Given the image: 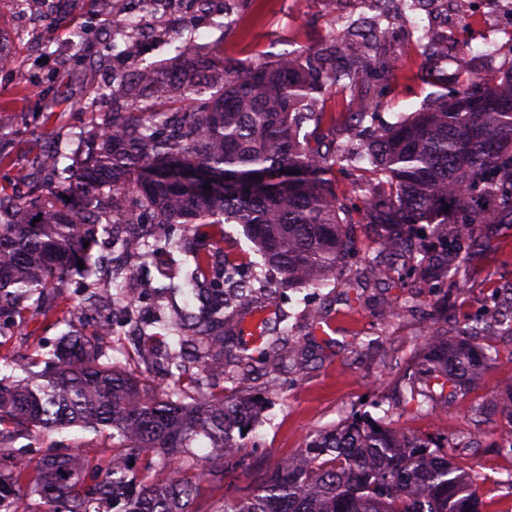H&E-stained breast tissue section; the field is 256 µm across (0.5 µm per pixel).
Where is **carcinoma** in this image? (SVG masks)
<instances>
[{
	"label": "carcinoma",
	"mask_w": 512,
	"mask_h": 512,
	"mask_svg": "<svg viewBox=\"0 0 512 512\" xmlns=\"http://www.w3.org/2000/svg\"><path fill=\"white\" fill-rule=\"evenodd\" d=\"M379 20L349 22L342 36L317 51V63L283 56L230 63L221 52L187 37L166 67L133 59L112 72V102L102 121L75 145L48 154L46 189L25 197L0 194V301L34 300L79 271L89 269L101 224H182L197 232L210 224L246 228L264 263L281 275L277 285L317 288L339 277L355 242L351 220L327 173L335 167L370 165L388 199H365L369 223L398 230L380 242L387 255L407 253L425 280L451 283L478 245L474 225L512 224V60L488 77L462 78L453 94L375 130L352 149L312 146L299 137L302 124L319 119V96L329 88L349 93L347 108L363 121L369 101L356 90L364 68L386 72L369 44ZM268 182L258 184L256 178ZM449 211H444V208ZM40 221H35V218ZM429 224L428 238L412 227ZM145 256H185L189 279L207 274L208 256L171 238L146 235L135 243ZM224 286L198 317L173 327L166 361L170 380L147 383L112 363L107 330L77 328L55 352L56 372L41 377L3 357L0 374V512H30L17 488L33 480L35 512H194L197 462L191 443L207 437L204 461L216 482L244 480L246 493L224 501L218 512H480L469 476L440 455L441 445L353 414L315 434L300 449L301 462L263 471L245 469L239 456L260 403L247 396L204 392L186 403L180 396L184 362L203 374L230 362L238 377L254 372L237 353L230 318L247 307L251 288ZM448 308L430 313L423 352L425 378L410 375L398 387L399 403L424 408L457 389L495 360L479 346L484 327L467 325L455 336L441 323ZM80 428L106 433L112 455L90 449L50 454L30 463L19 439ZM161 456V461L154 457Z\"/></svg>",
	"instance_id": "cac0c4a2"
}]
</instances>
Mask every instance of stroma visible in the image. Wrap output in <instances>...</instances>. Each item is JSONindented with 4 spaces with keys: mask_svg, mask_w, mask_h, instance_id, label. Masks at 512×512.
Instances as JSON below:
<instances>
[{
    "mask_svg": "<svg viewBox=\"0 0 512 512\" xmlns=\"http://www.w3.org/2000/svg\"><path fill=\"white\" fill-rule=\"evenodd\" d=\"M32 13L24 19L16 0H0V49L13 64L0 68V190H26L44 180L39 160L59 143L72 140L97 121L98 93L112 80L113 71L128 63L108 49L111 24L102 0H27ZM463 17L439 31L448 42V54L427 59L414 32H426L425 12L404 9L393 0L391 20L382 21V33L373 42L380 59L394 64L392 74L369 70L359 74L357 86L376 105L381 123L418 111L436 93L433 75L456 77L459 58L472 70H495L512 57V17L499 13L489 0H469ZM374 0H222L217 11L191 15L187 28L203 45L220 44L224 57L236 62H262L278 56H307L336 39L339 19H355L375 10ZM164 0H156L148 15L157 29L143 39L144 62L164 65L174 54L177 39L168 31ZM321 123L307 122L303 132L328 144L356 140L359 128L346 110L345 96L328 92L321 104ZM483 244L465 259L460 282L448 292L452 323L487 321L481 346L496 351L475 386L452 403L449 411H416L399 405L395 389L418 358L427 324L425 314L435 300L429 286L411 287L409 262H393L384 285L350 288L282 287L274 297L258 295L251 313L235 316L238 336L248 342L255 372L240 384L217 375L201 386L185 384L184 398L192 400L198 388L231 395L245 391L263 399L262 422L246 439L251 462L271 466L296 457L308 438L331 429L352 413L385 420L419 438L433 437L453 449L452 461L470 473L490 512H512V450L499 440L512 429V414L493 411L492 392L512 383V335L493 321L504 301L501 290L512 283V224L486 230ZM201 248L241 264L248 272L260 270L263 260L243 227L215 224L203 227ZM170 266L168 254H155L135 263L131 285L141 291L125 316L114 320L112 360L135 374H148L165 384L167 373L153 362L143 343L130 336V326L150 322L157 310L197 315L202 309L209 279L176 280L180 290L160 299L153 292ZM109 276L74 277L50 296L47 315L28 313L0 316V355L41 354L52 358L67 332L79 299L91 291L110 288ZM414 302L417 314H402L384 323L380 312L387 303ZM286 319L300 336L302 352L278 364L266 354L261 333ZM480 432L477 452L464 450V440ZM90 441L101 459L112 453L108 439L73 428L32 442L31 459L68 452L74 439Z\"/></svg>",
    "mask_w": 512,
    "mask_h": 512,
    "instance_id": "stroma-1",
    "label": "stroma"
}]
</instances>
